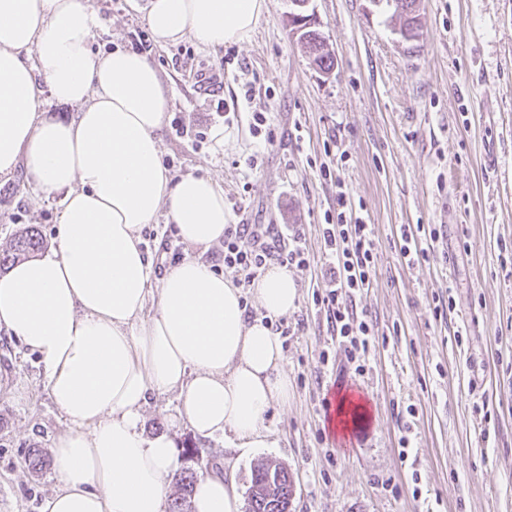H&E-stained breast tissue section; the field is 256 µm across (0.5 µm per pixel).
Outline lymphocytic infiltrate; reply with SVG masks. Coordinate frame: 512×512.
<instances>
[{
    "label": "lymphocytic infiltrate",
    "mask_w": 512,
    "mask_h": 512,
    "mask_svg": "<svg viewBox=\"0 0 512 512\" xmlns=\"http://www.w3.org/2000/svg\"><path fill=\"white\" fill-rule=\"evenodd\" d=\"M324 246L329 262L328 284L313 299L324 309L329 331L336 336L348 364L363 373L369 352L375 346L372 320L356 307V298L370 288L375 272L376 241L373 225L353 215V203L344 189L337 187L336 198L324 213ZM225 269L241 276L242 287L270 264L304 267L309 252L296 225L230 224L224 229Z\"/></svg>",
    "instance_id": "f902f5d3"
}]
</instances>
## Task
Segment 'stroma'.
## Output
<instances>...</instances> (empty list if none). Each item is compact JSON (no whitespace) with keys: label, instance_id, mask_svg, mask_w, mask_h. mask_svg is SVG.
<instances>
[{"label":"stroma","instance_id":"35a3bbf8","mask_svg":"<svg viewBox=\"0 0 512 512\" xmlns=\"http://www.w3.org/2000/svg\"><path fill=\"white\" fill-rule=\"evenodd\" d=\"M146 4L91 0L102 23L92 49L137 50L151 35ZM308 9L336 58L327 75L290 34L291 0H267L245 43L213 51L187 38L147 53L173 92L169 117L197 133L165 126L169 174L212 178L232 223L298 225L310 265L291 270L292 392L265 420L268 447L229 449L175 424L172 393L150 396L143 432L167 435L179 454L199 448L213 465L237 458L242 493L256 466L285 464L289 512H512V0H419L412 42L378 0H309ZM218 67L217 95L200 94L193 74ZM256 112L272 144L253 136ZM340 183L377 244L373 284L356 298L378 336L360 375L313 301L324 289L321 226ZM62 209L61 196L43 197L24 174L0 178V250L30 224L53 249ZM405 224L440 227L411 267L399 260ZM146 232L159 275L187 254L212 265L223 251L189 249L162 213ZM447 298L452 310L436 318ZM340 379L364 396L363 438L328 428L322 400ZM68 428L37 355L0 331V512H41L57 480L52 468L31 471L28 453L51 454Z\"/></svg>","mask_w":512,"mask_h":512}]
</instances>
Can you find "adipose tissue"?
Returning <instances> with one entry per match:
<instances>
[{"label": "adipose tissue", "mask_w": 512, "mask_h": 512, "mask_svg": "<svg viewBox=\"0 0 512 512\" xmlns=\"http://www.w3.org/2000/svg\"><path fill=\"white\" fill-rule=\"evenodd\" d=\"M156 44L203 48L243 42L266 0H148ZM89 0H0V177L24 172L46 197L63 196L58 245L0 275V330L44 366L70 427L53 444L55 491L42 512H165L175 450L145 437L150 394L177 395V421L200 437L262 443L272 403L290 379L273 318L296 308L294 277L269 267L251 292L193 258L156 277L142 230L166 212L181 241L210 247L231 220L223 190L205 177L172 180L160 132L171 92L145 55L93 52ZM35 50L41 76L22 58ZM78 105L75 118L41 112L40 87ZM194 512H239L232 474L198 479Z\"/></svg>", "instance_id": "adipose-tissue-1"}]
</instances>
